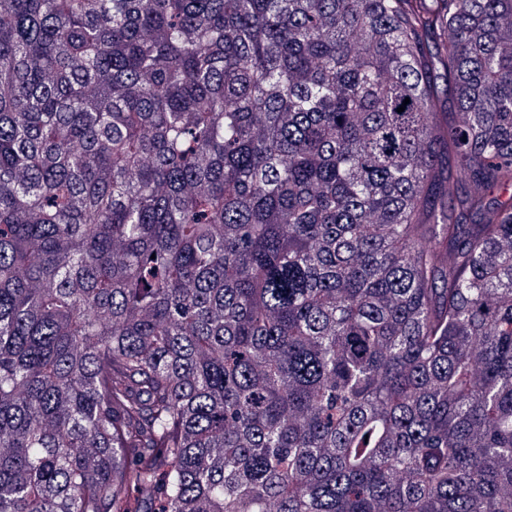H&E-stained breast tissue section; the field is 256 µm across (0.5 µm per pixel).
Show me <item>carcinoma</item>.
Wrapping results in <instances>:
<instances>
[{"label": "carcinoma", "mask_w": 512, "mask_h": 512, "mask_svg": "<svg viewBox=\"0 0 512 512\" xmlns=\"http://www.w3.org/2000/svg\"><path fill=\"white\" fill-rule=\"evenodd\" d=\"M0 512H512V0H0Z\"/></svg>", "instance_id": "1"}]
</instances>
